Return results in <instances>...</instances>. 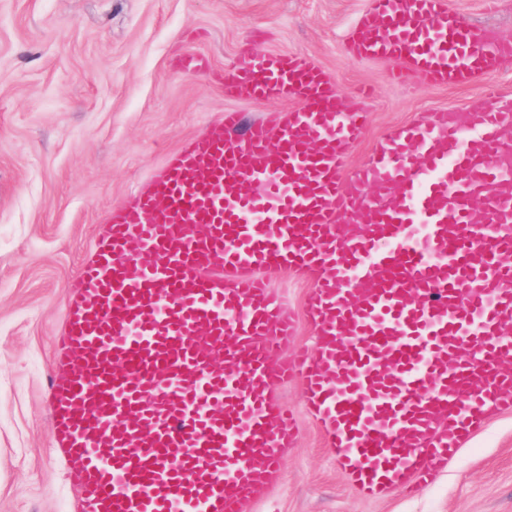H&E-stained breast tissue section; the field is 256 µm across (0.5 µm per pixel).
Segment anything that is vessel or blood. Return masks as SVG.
Wrapping results in <instances>:
<instances>
[{
  "mask_svg": "<svg viewBox=\"0 0 512 512\" xmlns=\"http://www.w3.org/2000/svg\"><path fill=\"white\" fill-rule=\"evenodd\" d=\"M349 55L392 78L472 81L512 59L439 0H371ZM235 98L299 100L279 126L226 112L131 202L72 282L50 428L79 512H243L294 438L301 378L333 460L365 496L417 490L512 410V104L391 130L351 183L367 91L297 54H251ZM223 276H213L214 268ZM315 274V355L260 278Z\"/></svg>",
  "mask_w": 512,
  "mask_h": 512,
  "instance_id": "b4317fda",
  "label": "vessel or blood"
}]
</instances>
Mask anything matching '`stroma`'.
<instances>
[{"instance_id":"35a3bbf8","label":"stroma","mask_w":512,"mask_h":512,"mask_svg":"<svg viewBox=\"0 0 512 512\" xmlns=\"http://www.w3.org/2000/svg\"><path fill=\"white\" fill-rule=\"evenodd\" d=\"M484 41L512 39V0H442ZM371 0H0V512H78L49 429L57 340L70 284L112 210L224 112L277 123L281 101L226 96L221 75L245 51L303 55L342 94L371 89L369 124L350 148V181L390 129L483 101L512 100V60L465 86L391 80L396 59L345 51ZM187 53L209 72L177 69ZM297 322L289 351L314 352L305 312L312 274L263 271ZM275 396L296 414L277 479L245 512H512V412L489 417L414 494L362 496L336 468L304 409L299 379Z\"/></svg>"}]
</instances>
